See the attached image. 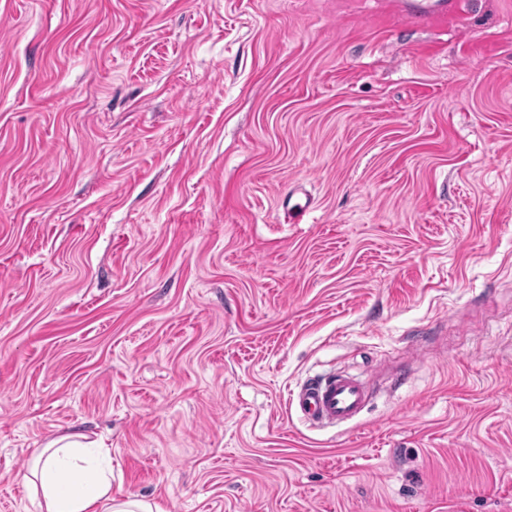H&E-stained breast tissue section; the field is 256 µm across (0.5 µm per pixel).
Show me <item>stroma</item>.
Wrapping results in <instances>:
<instances>
[{
    "label": "stroma",
    "mask_w": 512,
    "mask_h": 512,
    "mask_svg": "<svg viewBox=\"0 0 512 512\" xmlns=\"http://www.w3.org/2000/svg\"><path fill=\"white\" fill-rule=\"evenodd\" d=\"M70 432L156 512H512V0H0V512ZM370 400L366 383L356 375L330 373L304 382L297 394V407L314 426L354 421Z\"/></svg>",
    "instance_id": "1"
}]
</instances>
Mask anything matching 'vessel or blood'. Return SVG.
Masks as SVG:
<instances>
[{
	"instance_id": "1",
	"label": "vessel or blood",
	"mask_w": 512,
	"mask_h": 512,
	"mask_svg": "<svg viewBox=\"0 0 512 512\" xmlns=\"http://www.w3.org/2000/svg\"><path fill=\"white\" fill-rule=\"evenodd\" d=\"M370 400L366 383L358 376L330 373L308 379L297 394V406L315 426L354 421Z\"/></svg>"
}]
</instances>
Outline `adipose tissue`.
Segmentation results:
<instances>
[{
  "mask_svg": "<svg viewBox=\"0 0 512 512\" xmlns=\"http://www.w3.org/2000/svg\"><path fill=\"white\" fill-rule=\"evenodd\" d=\"M109 458L82 435L61 436L33 455L23 481L41 497V512H153L136 497L113 498Z\"/></svg>",
  "mask_w": 512,
  "mask_h": 512,
  "instance_id": "adipose-tissue-1",
  "label": "adipose tissue"
}]
</instances>
